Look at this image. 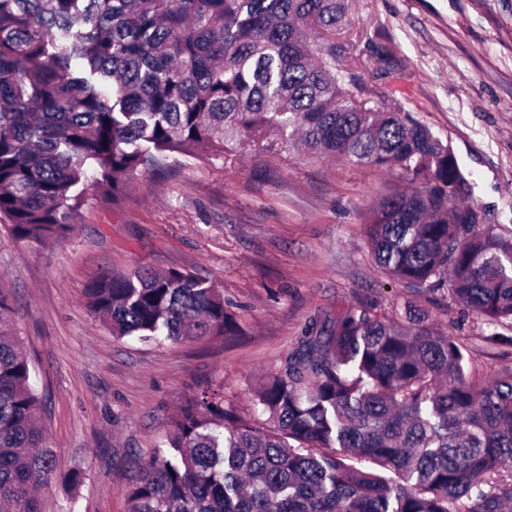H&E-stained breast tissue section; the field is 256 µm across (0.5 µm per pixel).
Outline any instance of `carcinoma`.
I'll list each match as a JSON object with an SVG mask.
<instances>
[{
  "label": "carcinoma",
  "mask_w": 512,
  "mask_h": 512,
  "mask_svg": "<svg viewBox=\"0 0 512 512\" xmlns=\"http://www.w3.org/2000/svg\"><path fill=\"white\" fill-rule=\"evenodd\" d=\"M345 0H0V220L46 247L84 206L117 208L139 174L250 141L297 143L406 179L364 213L379 267L512 327V232L479 227L449 145L394 94L358 98L336 42ZM86 307L144 342L235 332L193 274L105 272ZM424 318L347 309L313 330L252 398L187 400L128 483L129 512H501L512 502V371L470 379L463 346ZM34 369L0 289V503L55 461Z\"/></svg>",
  "instance_id": "cac0c4a2"
}]
</instances>
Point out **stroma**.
Wrapping results in <instances>:
<instances>
[{
  "label": "stroma",
  "instance_id": "stroma-1",
  "mask_svg": "<svg viewBox=\"0 0 512 512\" xmlns=\"http://www.w3.org/2000/svg\"><path fill=\"white\" fill-rule=\"evenodd\" d=\"M340 39L356 87L392 88L452 148L482 224L512 229V0H347ZM369 166L247 143L221 157L138 177L120 209L85 206L72 235L45 248L0 223V288L36 368L58 478L44 512H128L126 480L161 446L170 416L199 388L250 413L307 329L348 307L393 318L407 291L385 275L362 216L386 188ZM177 268L215 284L235 335L163 344L115 339L84 306L102 270ZM427 323L467 350L473 378L512 369V328L456 302ZM500 335L493 344L489 335ZM84 473L76 490L63 479Z\"/></svg>",
  "mask_w": 512,
  "mask_h": 512
}]
</instances>
